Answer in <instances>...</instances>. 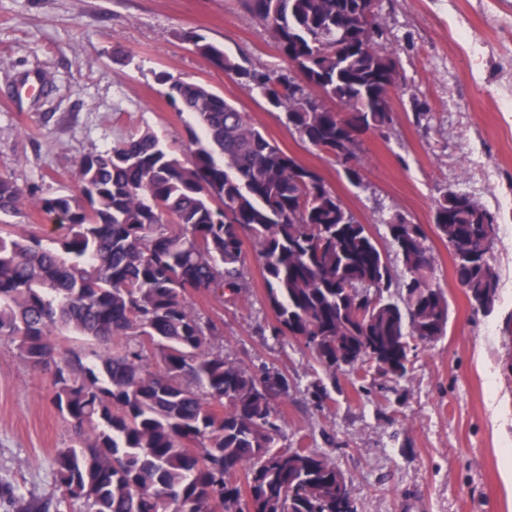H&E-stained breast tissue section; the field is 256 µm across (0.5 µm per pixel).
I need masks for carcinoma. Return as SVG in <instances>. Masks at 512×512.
Here are the masks:
<instances>
[{
    "instance_id": "1",
    "label": "carcinoma",
    "mask_w": 512,
    "mask_h": 512,
    "mask_svg": "<svg viewBox=\"0 0 512 512\" xmlns=\"http://www.w3.org/2000/svg\"><path fill=\"white\" fill-rule=\"evenodd\" d=\"M244 5L305 88L191 35L197 53L287 107L300 141L362 185L361 138L392 129L396 101L383 69L391 52L365 35L364 0ZM155 78L174 111L194 117L187 161L145 130L82 158L80 201L27 196L0 174V344L51 371V403L72 433L53 458L61 501L81 512H357L330 454L279 445L276 403L288 398V377L224 357L212 346L223 317L189 299L245 297L249 239L271 313L263 331L308 337L303 347L333 379L345 370L360 382L373 372L397 383L409 372L410 341L448 331L426 233L391 213L385 228L404 268L394 277L375 236L315 169L206 85ZM27 207L58 230L7 221ZM433 224L471 304L488 289L481 309L493 307L498 276L484 235L497 213L446 190L434 200ZM372 294L383 307L360 325L355 301ZM69 335L101 347L88 356L63 350ZM306 392L317 409L332 400L319 377Z\"/></svg>"
}]
</instances>
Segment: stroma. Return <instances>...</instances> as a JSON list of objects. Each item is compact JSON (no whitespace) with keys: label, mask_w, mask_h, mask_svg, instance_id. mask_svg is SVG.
Returning a JSON list of instances; mask_svg holds the SVG:
<instances>
[{"label":"stroma","mask_w":512,"mask_h":512,"mask_svg":"<svg viewBox=\"0 0 512 512\" xmlns=\"http://www.w3.org/2000/svg\"><path fill=\"white\" fill-rule=\"evenodd\" d=\"M382 24L403 89L390 134L362 139L364 182L355 187L298 139L283 110L194 52L192 32L243 65L287 72L242 0H0V173L25 192L75 196L81 159L138 131L183 153L192 117L169 106L154 78L165 71L208 85L316 168L398 275L383 222L402 211L427 234L450 314L447 336L417 346L396 392L359 390L341 372L332 402L308 403L310 353L259 332L268 312L253 247L245 249L252 291L242 302L221 310L197 296L192 305L222 311L217 345L227 358L287 374L291 390L277 405L284 444L332 451L358 512H512V240L500 238L492 254L499 290L484 312L459 287L432 224L435 198L451 189L512 227V0H382ZM50 386L49 373L0 345V484L38 504L60 498L52 460L71 438Z\"/></svg>","instance_id":"stroma-1"}]
</instances>
